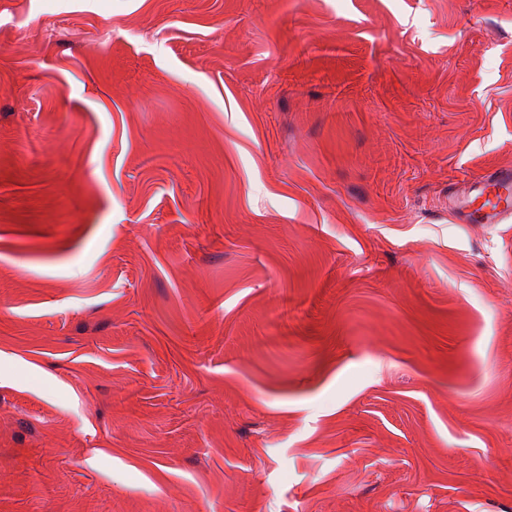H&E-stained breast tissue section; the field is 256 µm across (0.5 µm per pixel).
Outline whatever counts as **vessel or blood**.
<instances>
[{
    "instance_id": "obj_1",
    "label": "vessel or blood",
    "mask_w": 512,
    "mask_h": 512,
    "mask_svg": "<svg viewBox=\"0 0 512 512\" xmlns=\"http://www.w3.org/2000/svg\"><path fill=\"white\" fill-rule=\"evenodd\" d=\"M448 206L464 224H503L512 220V170L477 176L464 193L449 194Z\"/></svg>"
}]
</instances>
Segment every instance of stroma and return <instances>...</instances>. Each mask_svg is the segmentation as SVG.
<instances>
[{
  "label": "stroma",
  "instance_id": "stroma-1",
  "mask_svg": "<svg viewBox=\"0 0 512 512\" xmlns=\"http://www.w3.org/2000/svg\"><path fill=\"white\" fill-rule=\"evenodd\" d=\"M512 0H0V512H512ZM448 207L462 224H505L512 220V170L477 176L463 195H448Z\"/></svg>",
  "mask_w": 512,
  "mask_h": 512
}]
</instances>
